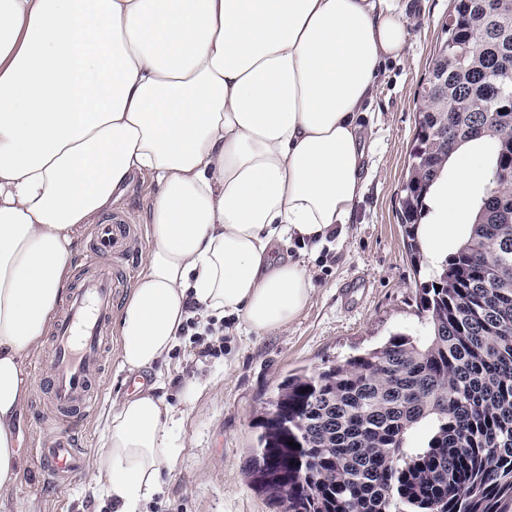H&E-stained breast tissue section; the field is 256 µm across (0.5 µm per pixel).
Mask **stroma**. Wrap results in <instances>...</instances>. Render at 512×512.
I'll return each mask as SVG.
<instances>
[{
  "label": "stroma",
  "mask_w": 512,
  "mask_h": 512,
  "mask_svg": "<svg viewBox=\"0 0 512 512\" xmlns=\"http://www.w3.org/2000/svg\"><path fill=\"white\" fill-rule=\"evenodd\" d=\"M450 0H417L407 19L408 37L398 57L379 69L376 89L358 123L365 132V192L341 241L318 252L291 243L286 256L302 261L313 284L312 300L286 330L256 334L236 318L224 321V352L198 357L194 336L182 334L167 363L143 374L177 420L178 449L153 500L157 512H283L251 481L257 430L254 422L288 373H314L383 344L391 334H419L420 288L427 279L404 244L398 189L413 144L421 84L444 36ZM156 186L134 177L113 213L128 217L124 249L112 259L117 302H124L151 241L147 211ZM27 360L32 385L18 421L25 461L0 512H110L111 504L87 473L55 484L42 472L32 444L52 437L40 404L44 374ZM119 351L110 347L97 407L78 439L86 460L103 447L104 417L129 389Z\"/></svg>",
  "instance_id": "1"
}]
</instances>
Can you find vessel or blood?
Instances as JSON below:
<instances>
[{
	"mask_svg": "<svg viewBox=\"0 0 512 512\" xmlns=\"http://www.w3.org/2000/svg\"><path fill=\"white\" fill-rule=\"evenodd\" d=\"M123 216L93 225L91 244L81 259L82 277L52 324L51 348L45 358L48 410L59 433L35 451L41 468L65 479L83 469L75 431L96 404L105 358V337L112 319V254L115 227Z\"/></svg>",
	"mask_w": 512,
	"mask_h": 512,
	"instance_id": "b4317fda",
	"label": "vessel or blood"
}]
</instances>
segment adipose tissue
Here are the masks:
<instances>
[{
	"instance_id": "obj_1",
	"label": "adipose tissue",
	"mask_w": 512,
	"mask_h": 512,
	"mask_svg": "<svg viewBox=\"0 0 512 512\" xmlns=\"http://www.w3.org/2000/svg\"><path fill=\"white\" fill-rule=\"evenodd\" d=\"M407 39L400 0H0V499L24 460L15 423L86 226L134 176L157 186L152 236L119 311L122 369L171 352L188 303L253 332L286 329L311 276L281 248H321L365 183L358 115ZM436 189L441 257L491 173L453 156ZM153 387L113 405L90 478L142 512L175 456Z\"/></svg>"
}]
</instances>
